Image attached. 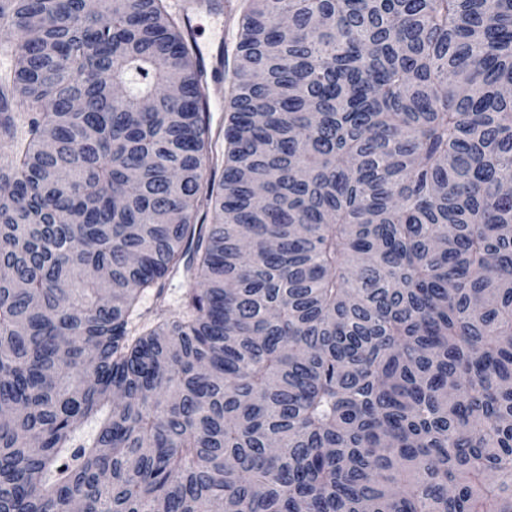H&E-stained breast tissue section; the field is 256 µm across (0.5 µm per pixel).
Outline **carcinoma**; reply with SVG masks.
Listing matches in <instances>:
<instances>
[{
    "label": "carcinoma",
    "instance_id": "cac0c4a2",
    "mask_svg": "<svg viewBox=\"0 0 512 512\" xmlns=\"http://www.w3.org/2000/svg\"><path fill=\"white\" fill-rule=\"evenodd\" d=\"M96 8L0 0V512H512V0H247L218 181ZM187 288L189 283L181 271L169 273L161 278L153 288H149L141 296L138 310L133 317V324L140 329L155 324L156 294L159 290L162 292L165 304L170 306L172 311L179 312Z\"/></svg>",
    "mask_w": 512,
    "mask_h": 512
}]
</instances>
